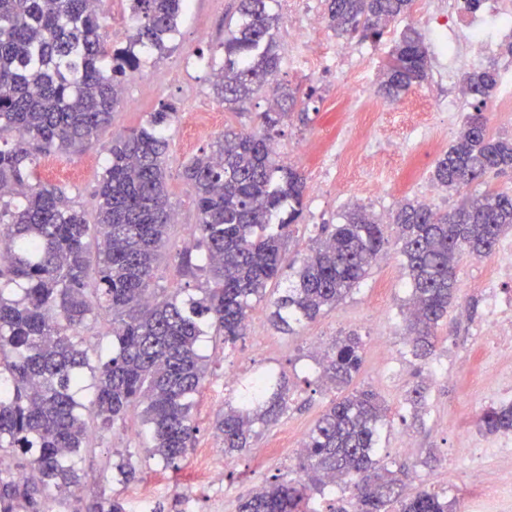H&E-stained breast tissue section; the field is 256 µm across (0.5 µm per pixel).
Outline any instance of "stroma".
Returning a JSON list of instances; mask_svg holds the SVG:
<instances>
[{"mask_svg":"<svg viewBox=\"0 0 512 512\" xmlns=\"http://www.w3.org/2000/svg\"><path fill=\"white\" fill-rule=\"evenodd\" d=\"M234 6V0H191L170 50L160 56L149 55L141 72L125 80L111 124L81 150L52 151L41 154L37 161L35 172L41 181L64 185L89 212L113 137L136 127L162 102L175 103L182 112L196 108L219 113L218 123L196 133L186 131L179 121L168 132L167 186L177 222L154 272L159 288H183L194 294L203 284L202 278L183 273L177 258L179 252L192 246L197 220L193 196L183 178L184 164L208 148L226 125H251L248 117L225 111L213 92L208 65L214 48L224 40V19ZM282 57L281 79L317 90L314 105L318 113L313 122L304 126L294 119L285 121L276 141L280 156L293 163L311 184L319 178L321 166L317 159L297 154L296 148L302 141L321 138L335 127L337 116L330 96L336 81L317 69H294L290 43H283ZM146 76L152 83L148 92L142 88ZM436 160L432 154L408 166L394 164L381 201L392 200L412 182L431 180ZM342 179V189L331 186L320 197L308 198L303 218L288 244L289 258L303 257L316 225L335 223L338 214L348 207L360 204L381 213V201L361 191L356 169L344 171ZM386 236L388 241L367 278L336 308L292 333H282L269 319L276 292L268 290L265 300L249 315L250 332L234 346L211 351L206 381L192 413L194 446L179 470L162 469L155 460L142 455L136 459L140 480L122 482L118 466L127 450L137 448L143 430L140 419L132 418L123 428L93 432L92 446L81 461L83 471L101 478L123 503L125 512H140L139 493L147 484L152 487L155 507L162 512H182L187 493L194 500L195 512H236L239 497L255 486L274 479H297V453L318 417L338 396L336 389L323 386L318 379L316 348L331 346L336 337L355 331L362 339V366L353 386L373 390L388 407L379 457L408 462L405 494L431 488L447 494L455 503V512H465L470 505L478 512H512V499L504 497L489 503L475 494L478 484L511 471L512 458H489L478 473L468 467L472 441L492 439L482 428L480 417L484 408L494 405L492 393L498 386L491 371L482 369L479 362L486 358L512 372V348H487L475 336L484 319V289L493 261L467 254L460 257L457 300L438 330L433 361L422 368L406 356L402 339L401 305L407 284L395 226L387 227ZM269 367L285 378L289 388L287 411L274 424L260 428L252 448L234 455L233 465L224 468L219 478L223 491H216L207 482L191 481L194 468L224 453L216 422L225 404L237 400L251 375ZM228 374L234 377L229 385L224 382ZM416 385L427 391V412L419 422L414 421L405 401L407 391Z\"/></svg>","mask_w":512,"mask_h":512,"instance_id":"1","label":"stroma"}]
</instances>
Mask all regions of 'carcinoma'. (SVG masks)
I'll return each instance as SVG.
<instances>
[{"label":"carcinoma","mask_w":512,"mask_h":512,"mask_svg":"<svg viewBox=\"0 0 512 512\" xmlns=\"http://www.w3.org/2000/svg\"><path fill=\"white\" fill-rule=\"evenodd\" d=\"M324 2L337 37L376 40L389 22L411 12L414 0ZM188 5L131 0L132 34L109 47L89 0H0V512H47V502L81 489L88 476L78 463L90 447L91 427L122 428L137 410L149 456L179 469L193 447V400L207 373L201 338L235 344L249 312L286 269L291 274L270 320L280 331H294L346 298L386 243L385 222L356 205L340 222L320 225L306 257L288 260L306 182L276 154L275 137L296 108L302 124L312 121L315 90L278 79L277 0H236L217 49L224 64L213 88L224 110L248 114L276 86L257 113L260 129L228 125L210 150L183 166L198 235L181 254V266L206 274L202 297L153 284L175 216L166 183V132L178 117L173 104H161L112 139L94 194L95 224L66 187L36 180L39 153L81 146L111 124L123 82L141 68L144 54L169 48ZM428 57L424 35L407 29L379 93L392 100L407 94L427 78ZM497 84L491 68L465 74L473 112L433 173L448 191L512 171V138L490 133L483 114ZM388 223L399 229L405 258L403 337L410 356L426 365L457 292L461 254L486 258L512 230V189L489 187L447 210L407 201ZM101 313L112 325L106 355L84 336ZM361 346L355 332L336 338L318 360L321 379L350 385L362 364ZM287 401L279 374L257 375L247 396L217 422L224 453L250 448L256 427L275 423ZM406 401L420 417L425 388L412 389ZM386 413L370 390L332 402L297 458L303 479L242 495L238 512H315L311 493L341 484L351 490L354 512H388L394 504L397 512H453L444 494L422 489L404 496L407 465L380 462ZM481 425L490 434L512 432V402L487 408ZM90 512L124 508L102 488Z\"/></svg>","instance_id":"obj_1"}]
</instances>
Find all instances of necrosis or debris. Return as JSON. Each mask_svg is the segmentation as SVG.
I'll return each mask as SVG.
<instances>
[{
	"label": "necrosis or debris",
	"instance_id": "necrosis-or-debris-1",
	"mask_svg": "<svg viewBox=\"0 0 512 512\" xmlns=\"http://www.w3.org/2000/svg\"><path fill=\"white\" fill-rule=\"evenodd\" d=\"M311 0H281L288 19V35L294 44V59L303 67L335 73L333 99L340 112L339 127L329 141H306L299 149L302 156H318L321 163L342 165L356 154H364L376 162L388 154L413 161L434 151L440 144L442 131L437 126L407 128L404 138H391L386 129L375 123L384 109L377 99L366 73L372 50L347 44L322 48V38L314 24ZM420 21L433 44L445 49L446 68L437 74L439 83L453 82L458 66L495 53L502 37H512V0H484V7L472 10L467 0H444L435 6L433 0H420ZM467 36L465 51H458L456 36ZM484 333L504 342L512 341V297L499 296L496 288L486 293Z\"/></svg>",
	"mask_w": 512,
	"mask_h": 512
}]
</instances>
